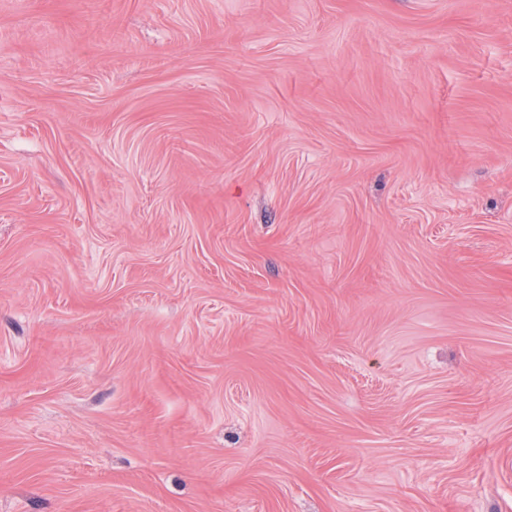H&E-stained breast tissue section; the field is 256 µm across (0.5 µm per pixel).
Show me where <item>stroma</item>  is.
I'll list each match as a JSON object with an SVG mask.
<instances>
[{
  "mask_svg": "<svg viewBox=\"0 0 512 512\" xmlns=\"http://www.w3.org/2000/svg\"><path fill=\"white\" fill-rule=\"evenodd\" d=\"M0 512H512V0H0Z\"/></svg>",
  "mask_w": 512,
  "mask_h": 512,
  "instance_id": "stroma-1",
  "label": "stroma"
}]
</instances>
